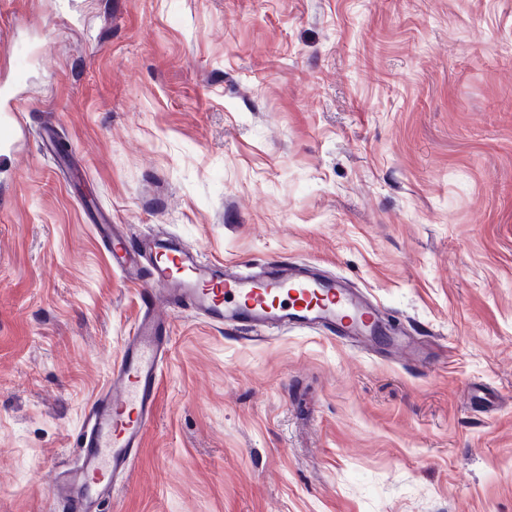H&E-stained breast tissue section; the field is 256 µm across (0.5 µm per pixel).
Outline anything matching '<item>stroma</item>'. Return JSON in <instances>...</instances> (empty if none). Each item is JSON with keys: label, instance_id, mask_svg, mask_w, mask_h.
I'll return each instance as SVG.
<instances>
[{"label": "stroma", "instance_id": "35a3bbf8", "mask_svg": "<svg viewBox=\"0 0 512 512\" xmlns=\"http://www.w3.org/2000/svg\"><path fill=\"white\" fill-rule=\"evenodd\" d=\"M1 85L0 512H58L139 316L106 218L348 279L414 352L167 311L102 512H512V0H0Z\"/></svg>", "mask_w": 512, "mask_h": 512}]
</instances>
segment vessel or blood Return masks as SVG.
<instances>
[{
  "label": "vessel or blood",
  "mask_w": 512,
  "mask_h": 512,
  "mask_svg": "<svg viewBox=\"0 0 512 512\" xmlns=\"http://www.w3.org/2000/svg\"><path fill=\"white\" fill-rule=\"evenodd\" d=\"M95 230L107 243L113 268L146 283V300L107 386L75 434V463L55 476L61 512H102V504L130 475L171 351L170 325L159 307L215 326L259 331L317 327L344 339L374 335L382 325L381 308L366 295L305 264L270 262L257 273L244 274L235 266L202 259L173 236L132 242L115 224H99Z\"/></svg>",
  "instance_id": "obj_1"
}]
</instances>
